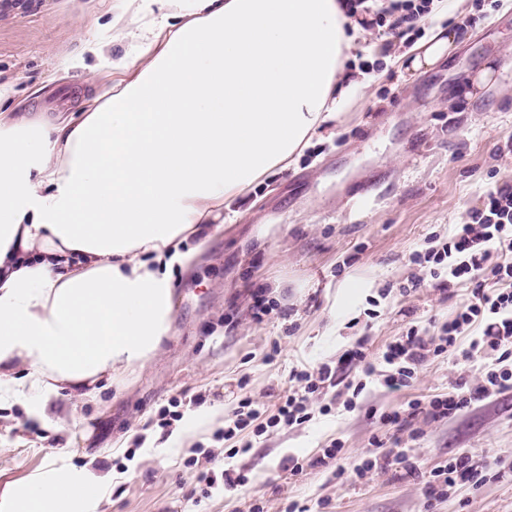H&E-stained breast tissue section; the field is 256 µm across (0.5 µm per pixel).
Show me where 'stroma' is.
<instances>
[{"instance_id": "obj_1", "label": "stroma", "mask_w": 512, "mask_h": 512, "mask_svg": "<svg viewBox=\"0 0 512 512\" xmlns=\"http://www.w3.org/2000/svg\"><path fill=\"white\" fill-rule=\"evenodd\" d=\"M123 0H11L0 5V108H20L39 125L79 111L85 99L112 84L111 58L131 45L110 21ZM432 11L422 33L436 24L459 31L456 48L435 66L408 74L397 65L406 44L388 28L373 27L351 65H376L378 80L349 112L312 138L283 171L248 188L236 212L203 234L188 235L184 264L174 271L172 328L144 367L98 384L92 399L68 403L63 417L38 421L35 405L0 404V487L23 481L47 463L111 474L96 512H512V478L464 484L454 496L428 502L424 483L434 468L463 452L512 466V391L475 404L442 422L421 423L405 442L417 475L393 464L355 480L354 457L373 453L381 433L364 412L329 415L253 438L247 453L228 457L216 440L224 417L248 395L273 408L291 390L300 364L331 362L355 337L378 353L409 325L448 319L464 293L430 288L403 295L411 255L426 237L447 231L480 205L484 193L512 181V0H447ZM109 41L110 58L84 53L77 30ZM83 57L84 67L67 62ZM493 74L484 86V69ZM367 192L365 207L351 197ZM264 289L277 304L263 320L252 317L253 295ZM461 369L446 358L427 365L409 388L370 385L368 405L381 410L446 392ZM248 376L246 389L237 381ZM201 405H194V398ZM180 400L181 420L160 424L159 411ZM216 418L193 426L198 407ZM180 448L165 441L186 426ZM85 431L76 452L62 448L70 430ZM342 438L347 453L330 467L292 476L288 456L317 453ZM242 469L246 486L228 490L225 466ZM341 477H332L333 469Z\"/></svg>"}]
</instances>
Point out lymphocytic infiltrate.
I'll return each instance as SVG.
<instances>
[{
	"instance_id": "1",
	"label": "lymphocytic infiltrate",
	"mask_w": 512,
	"mask_h": 512,
	"mask_svg": "<svg viewBox=\"0 0 512 512\" xmlns=\"http://www.w3.org/2000/svg\"><path fill=\"white\" fill-rule=\"evenodd\" d=\"M433 0H392L376 12V26L388 27L396 38L417 33V23L432 11ZM419 274L411 284H428L439 291L463 289L466 300L448 321L427 326L412 325L388 342L379 363L369 360V339L354 338L335 364L301 368L292 373L297 387L272 413L255 407L250 397L240 399L224 421V440L252 432L264 434L307 423L313 400L343 387V407L352 412L366 409L379 424L417 438L419 420L442 422L473 404L512 390V183L487 191L480 207L466 221L451 225L447 235H432L411 258ZM452 358L464 368L480 371L479 380L459 378L448 392L429 400H409L388 412L364 406L366 380L379 376L391 391L411 387L419 372L435 358ZM503 478L498 461L475 453L457 455L431 471L424 484L427 500H441L462 483L481 484L487 475Z\"/></svg>"
}]
</instances>
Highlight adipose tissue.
Listing matches in <instances>:
<instances>
[{
	"instance_id": "adipose-tissue-1",
	"label": "adipose tissue",
	"mask_w": 512,
	"mask_h": 512,
	"mask_svg": "<svg viewBox=\"0 0 512 512\" xmlns=\"http://www.w3.org/2000/svg\"><path fill=\"white\" fill-rule=\"evenodd\" d=\"M135 54L78 118L30 129L0 111V402L94 394L171 331L169 269L199 225L287 169L369 85L346 61L364 29L339 0H127ZM436 28L405 61L449 54ZM107 485L47 466L0 512H89Z\"/></svg>"
}]
</instances>
